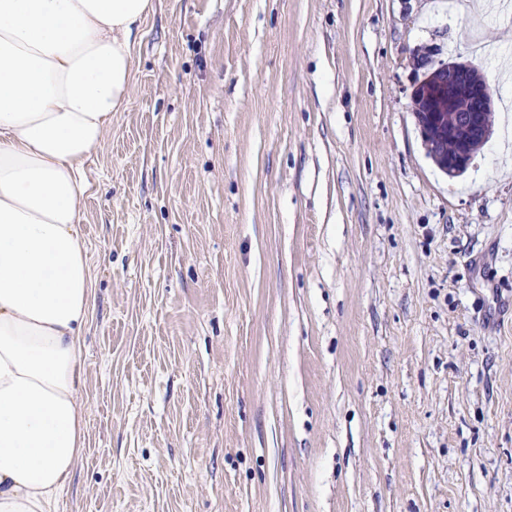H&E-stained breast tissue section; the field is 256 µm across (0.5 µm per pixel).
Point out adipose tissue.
<instances>
[{"label":"adipose tissue","mask_w":512,"mask_h":512,"mask_svg":"<svg viewBox=\"0 0 512 512\" xmlns=\"http://www.w3.org/2000/svg\"><path fill=\"white\" fill-rule=\"evenodd\" d=\"M154 0H0V512H57L85 446L87 161Z\"/></svg>","instance_id":"adipose-tissue-1"}]
</instances>
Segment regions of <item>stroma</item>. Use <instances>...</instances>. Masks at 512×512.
<instances>
[{
  "label": "stroma",
  "instance_id": "obj_1",
  "mask_svg": "<svg viewBox=\"0 0 512 512\" xmlns=\"http://www.w3.org/2000/svg\"><path fill=\"white\" fill-rule=\"evenodd\" d=\"M154 4L87 164L58 512H512V13ZM429 45L506 112L456 178L412 115Z\"/></svg>",
  "mask_w": 512,
  "mask_h": 512
}]
</instances>
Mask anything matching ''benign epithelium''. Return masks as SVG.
<instances>
[{"instance_id": "7a95c632", "label": "benign epithelium", "mask_w": 512, "mask_h": 512, "mask_svg": "<svg viewBox=\"0 0 512 512\" xmlns=\"http://www.w3.org/2000/svg\"><path fill=\"white\" fill-rule=\"evenodd\" d=\"M413 65L416 78L410 98L416 124L438 166L456 177L467 171L491 139L494 92L478 69L465 61L440 58V48L434 45L419 52Z\"/></svg>"}]
</instances>
